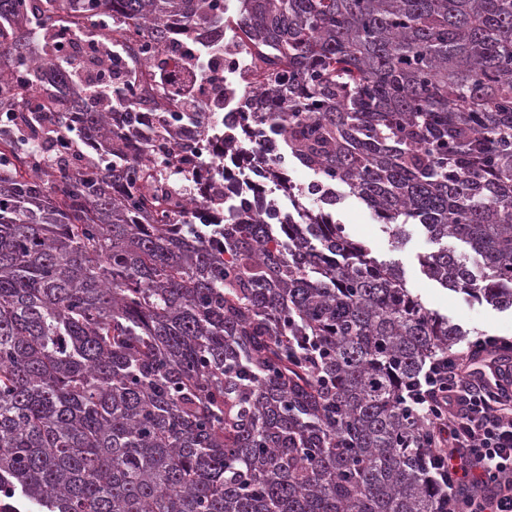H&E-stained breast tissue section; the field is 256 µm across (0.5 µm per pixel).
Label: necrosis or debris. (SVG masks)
I'll return each mask as SVG.
<instances>
[{
    "label": "necrosis or debris",
    "instance_id": "necrosis-or-debris-1",
    "mask_svg": "<svg viewBox=\"0 0 512 512\" xmlns=\"http://www.w3.org/2000/svg\"><path fill=\"white\" fill-rule=\"evenodd\" d=\"M136 40L133 32L95 33L83 37L78 48L81 56L91 57L114 43V62L121 70H135L136 82L148 90L158 106L142 113L138 122L130 123L124 113L113 116L112 130L116 141L127 154L153 164L158 160L157 148L171 141L198 143L214 131L224 135V153L204 160L207 168L222 171L213 180L209 198H201L188 188H180V208L174 209L172 221L199 222L201 215L223 204L225 211L236 217H261L268 224L287 223L302 200L314 199L316 191L326 190L324 178L312 185L295 182V169L280 145L286 136L282 123L257 120L243 114L246 100L261 98L265 84L259 71L250 63L243 46L232 32L224 34V50L210 60L224 74V109L209 111L211 91H203L198 99L206 111L196 117L185 112L155 78V67L163 60L191 61L198 57L197 43L187 36L174 42L156 44L153 53L130 62L125 47Z\"/></svg>",
    "mask_w": 512,
    "mask_h": 512
}]
</instances>
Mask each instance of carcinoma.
Returning <instances> with one entry per match:
<instances>
[{"mask_svg":"<svg viewBox=\"0 0 512 512\" xmlns=\"http://www.w3.org/2000/svg\"><path fill=\"white\" fill-rule=\"evenodd\" d=\"M226 0H0V512H438L406 408L469 332L337 222L172 224L171 158L112 144L109 110L52 55L62 17L167 39L224 30ZM243 45L288 114L296 165L401 238L469 246L424 267L512 309V0H236ZM198 111L205 73L186 86ZM121 80L127 122L153 98ZM122 185L121 195L114 193ZM278 241L268 246L269 236Z\"/></svg>","mask_w":512,"mask_h":512,"instance_id":"cac0c4a2","label":"carcinoma"}]
</instances>
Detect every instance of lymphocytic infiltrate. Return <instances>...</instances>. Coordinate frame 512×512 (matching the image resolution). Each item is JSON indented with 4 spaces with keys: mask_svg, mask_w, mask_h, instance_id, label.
Wrapping results in <instances>:
<instances>
[{
    "mask_svg": "<svg viewBox=\"0 0 512 512\" xmlns=\"http://www.w3.org/2000/svg\"><path fill=\"white\" fill-rule=\"evenodd\" d=\"M430 436L441 512H512V341H474L469 360L432 362L409 390Z\"/></svg>",
    "mask_w": 512,
    "mask_h": 512,
    "instance_id": "lymphocytic-infiltrate-1",
    "label": "lymphocytic infiltrate"
}]
</instances>
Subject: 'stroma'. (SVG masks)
<instances>
[{
  "instance_id": "35a3bbf8",
  "label": "stroma",
  "mask_w": 512,
  "mask_h": 512,
  "mask_svg": "<svg viewBox=\"0 0 512 512\" xmlns=\"http://www.w3.org/2000/svg\"><path fill=\"white\" fill-rule=\"evenodd\" d=\"M335 217L344 224L351 240L363 243L378 260L396 264L411 293L426 308L463 329L512 338L511 310L495 309L467 292L445 288L426 275L421 259L438 245L422 226H413L404 239H395L360 199L346 192L336 206Z\"/></svg>"
}]
</instances>
